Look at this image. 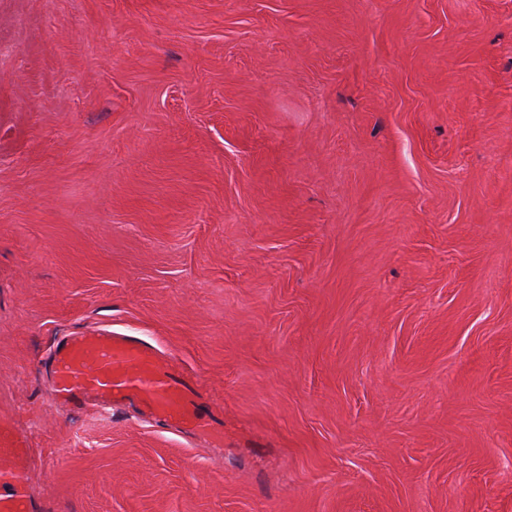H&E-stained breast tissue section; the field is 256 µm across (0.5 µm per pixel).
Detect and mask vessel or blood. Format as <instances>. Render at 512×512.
<instances>
[{"label":"vessel or blood","instance_id":"obj_1","mask_svg":"<svg viewBox=\"0 0 512 512\" xmlns=\"http://www.w3.org/2000/svg\"><path fill=\"white\" fill-rule=\"evenodd\" d=\"M46 392L66 409L136 407L160 429H175L211 442L224 424L202 387L189 380L176 359L134 336L81 332L60 341L51 357ZM0 512H35L25 435L0 424Z\"/></svg>","mask_w":512,"mask_h":512}]
</instances>
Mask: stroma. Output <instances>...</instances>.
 <instances>
[{"label": "stroma", "mask_w": 512, "mask_h": 512, "mask_svg": "<svg viewBox=\"0 0 512 512\" xmlns=\"http://www.w3.org/2000/svg\"><path fill=\"white\" fill-rule=\"evenodd\" d=\"M100 329L223 454L52 405ZM0 419L43 512H512V0H0Z\"/></svg>", "instance_id": "35a3bbf8"}]
</instances>
